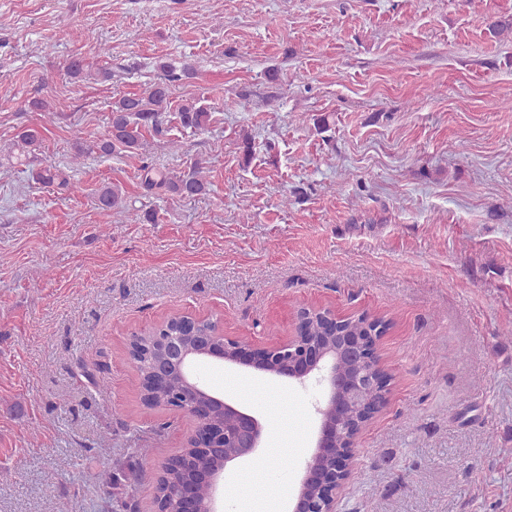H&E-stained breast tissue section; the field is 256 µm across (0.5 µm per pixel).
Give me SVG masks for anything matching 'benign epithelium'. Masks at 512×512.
<instances>
[{
  "mask_svg": "<svg viewBox=\"0 0 512 512\" xmlns=\"http://www.w3.org/2000/svg\"><path fill=\"white\" fill-rule=\"evenodd\" d=\"M172 319L170 335L152 330L154 358L148 386L140 387L143 404L180 411L181 401L165 404L163 395L172 388L180 395L188 393L187 409L196 428L186 447L198 455L220 456L218 467L197 471L179 486V512H220L223 470L256 459L264 443L259 417L200 376L199 366L211 359L299 382L315 376L323 384L315 446L302 466L291 512H338L360 431L386 399L388 376L376 357L386 321L364 312L346 315L326 307H302L286 342L259 347L244 336H224L217 325L201 333V317L178 314Z\"/></svg>",
  "mask_w": 512,
  "mask_h": 512,
  "instance_id": "benign-epithelium-1",
  "label": "benign epithelium"
}]
</instances>
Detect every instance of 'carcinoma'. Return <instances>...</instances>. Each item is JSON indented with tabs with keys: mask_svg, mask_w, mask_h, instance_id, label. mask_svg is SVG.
<instances>
[{
	"mask_svg": "<svg viewBox=\"0 0 512 512\" xmlns=\"http://www.w3.org/2000/svg\"><path fill=\"white\" fill-rule=\"evenodd\" d=\"M489 33L498 39L512 41V18L496 19L488 25ZM157 68L162 77L153 82L143 94H128L112 104V117L109 134L106 138L94 144L96 150L103 155H109L116 150L135 153L140 148L143 132L150 131L156 135L163 132L165 114L171 106L173 88L182 78L192 74L188 65L181 69L168 62H161ZM176 119L184 129L201 131L212 121V113L196 101L181 104ZM17 143L21 144L28 162L37 160V151L43 143L42 131L37 127H25L17 135ZM203 162L198 160L187 171L168 174H152L148 167H142V185L146 191L165 190L183 199H195L207 194L208 182L202 175ZM32 178L43 184L58 183L59 188L70 193L76 191V186L69 179L60 176L52 166H44L32 173ZM98 203L102 210L126 207L125 200L117 188L104 186L100 189ZM216 465L212 458H197L192 465L182 468L168 467L160 476L159 487L165 494L166 507L176 508L173 489L182 480L196 470L206 469Z\"/></svg>",
	"mask_w": 512,
	"mask_h": 512,
	"instance_id": "carcinoma-1",
	"label": "carcinoma"
}]
</instances>
